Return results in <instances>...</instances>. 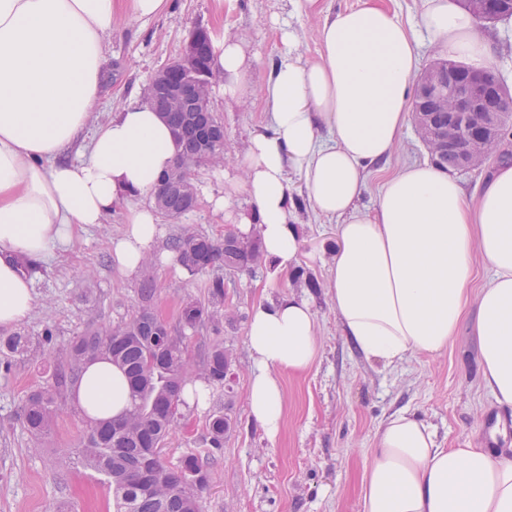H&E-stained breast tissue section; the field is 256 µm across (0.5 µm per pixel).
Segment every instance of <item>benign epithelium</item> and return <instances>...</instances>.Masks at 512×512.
Here are the masks:
<instances>
[{"label":"benign epithelium","mask_w":512,"mask_h":512,"mask_svg":"<svg viewBox=\"0 0 512 512\" xmlns=\"http://www.w3.org/2000/svg\"><path fill=\"white\" fill-rule=\"evenodd\" d=\"M506 0H464L468 9L480 21L492 22L512 15V7L504 8ZM208 33L200 27L184 40L178 56L155 72L145 87L146 100L163 99L167 112H211V89L217 82L214 71L205 68L199 74V35ZM503 98V86L491 83L479 70L456 63H435L416 80L413 122L421 140H426V127H437L440 151H463L462 170L480 168L490 161L487 147L500 141L504 122L503 111L494 103ZM448 113V120L437 113Z\"/></svg>","instance_id":"1"}]
</instances>
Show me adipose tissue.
I'll list each match as a JSON object with an SVG mask.
<instances>
[{
	"instance_id": "1",
	"label": "adipose tissue",
	"mask_w": 512,
	"mask_h": 512,
	"mask_svg": "<svg viewBox=\"0 0 512 512\" xmlns=\"http://www.w3.org/2000/svg\"><path fill=\"white\" fill-rule=\"evenodd\" d=\"M167 7L168 0H0V329L19 325L36 305L22 258L65 251L83 225L152 195L173 165L177 145L150 104L132 103L90 124L117 13L148 20ZM419 31L444 57L490 69L475 17L455 0H423L413 28L382 6L344 10L319 28L315 62L299 55L296 32L280 26L284 50L263 88L271 132L253 138L241 178L214 207L243 234L259 233L276 271L291 270L299 237L288 174L296 172L312 208L336 223L326 287L347 340L386 366L437 356L476 300L482 385L498 405L512 407V165L493 171L474 207L453 173L427 162L386 176L373 212L358 205L370 167L392 155L407 124ZM213 58L225 98L248 95L251 60L242 42L214 41ZM85 134L87 153L66 160ZM240 193L250 209L234 205ZM158 222L153 207H128L125 228L111 241L120 267L140 268ZM478 257L492 275L473 298ZM247 336L249 411L273 439L286 412L279 374L316 362V318L308 302L291 296L258 306ZM74 399L92 420L116 419L131 407L123 373L105 360L84 366ZM362 506L512 512V457L486 446L441 447L430 425L403 411L379 431Z\"/></svg>"
}]
</instances>
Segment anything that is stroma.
Listing matches in <instances>:
<instances>
[{
    "label": "stroma",
    "mask_w": 512,
    "mask_h": 512,
    "mask_svg": "<svg viewBox=\"0 0 512 512\" xmlns=\"http://www.w3.org/2000/svg\"><path fill=\"white\" fill-rule=\"evenodd\" d=\"M318 16L293 13L290 0H169L165 13L150 20L118 17L108 41L109 67L92 122H107L123 106L143 101L148 79L176 58L182 41L198 27L215 38L240 40L252 60L250 80L257 92L240 100L212 90V105L224 125L225 166L204 165L195 171L199 205L177 220H161L153 257L159 291L156 310L177 324L186 303L206 301L209 274L189 275L167 248L172 235L184 230L222 239L226 224L214 212L210 197L223 195L238 175L237 162L249 141L265 134V101L259 87L270 78L283 52L282 23L300 38L305 60L319 57ZM480 32L493 46L494 70L512 90V18L480 22ZM430 155L406 126L383 170L371 171L360 198L373 210L385 173ZM124 208H115L104 223L78 233L70 247L38 262L32 273L36 306L22 324L30 336L53 339L42 351L17 359L0 354V512H89L111 500L108 484L94 471L74 464L59 470L64 452L80 446L87 421L72 394H65L62 413L48 434L34 439L26 430L22 406L27 395L52 382L60 367L59 352L87 327L118 322L135 310L141 274L120 269L110 250L124 227ZM299 262L292 272L256 273L224 278V304L237 317L206 325L199 339L223 342L232 353L234 393L211 390L205 408L184 409L176 429L165 439L161 457L177 465L183 455L204 447L210 414L223 410L232 428L202 494L203 512H362L361 482L379 430L393 414L408 410L431 424L446 448H475L486 443L484 424L497 404L480 383V339L475 332L476 305H469L446 352L410 356L395 367L360 355L342 334L324 286L336 223L318 215L311 205L296 213ZM295 296L310 302L320 344L318 361L306 372L281 373L286 418L276 439H269L248 408L252 361L247 324L254 307Z\"/></svg>",
    "instance_id": "stroma-1"
}]
</instances>
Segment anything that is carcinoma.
Here are the masks:
<instances>
[{"label": "carcinoma", "mask_w": 512, "mask_h": 512, "mask_svg": "<svg viewBox=\"0 0 512 512\" xmlns=\"http://www.w3.org/2000/svg\"><path fill=\"white\" fill-rule=\"evenodd\" d=\"M168 122L184 127L180 152L173 167L161 178L152 197L163 196L157 212L176 219L190 211V198L182 192L165 190L167 181L184 174L188 166L220 164L224 151L214 142H202L192 128L191 113L170 112ZM436 165L455 171L462 160L455 153H431ZM167 247L176 262L192 275L214 270L228 274L251 273L266 263L258 234L243 236L227 232L215 240L205 234L184 231L169 238ZM138 304L132 315L119 323L91 327L75 337L65 349L71 369L99 358H108L129 380L132 408L118 420L89 421L77 455L86 467L104 477L112 489L114 512H202V493L212 480L215 453L224 447V435L231 422L224 412H214L207 424L208 448L185 455L175 467L167 465L156 452L175 429L179 409L187 405L188 383L202 379L210 386L230 388L231 354L221 343L204 349L199 365L187 359L185 330L197 331L207 323L224 318V278L208 283V304L190 302L184 306L179 328L173 329L155 317L157 286L152 260L141 265ZM0 349L24 358L37 346L23 331L0 339ZM66 384L65 376L28 394L23 412L29 432L41 436L49 430L58 413L57 398Z\"/></svg>", "instance_id": "obj_1"}]
</instances>
